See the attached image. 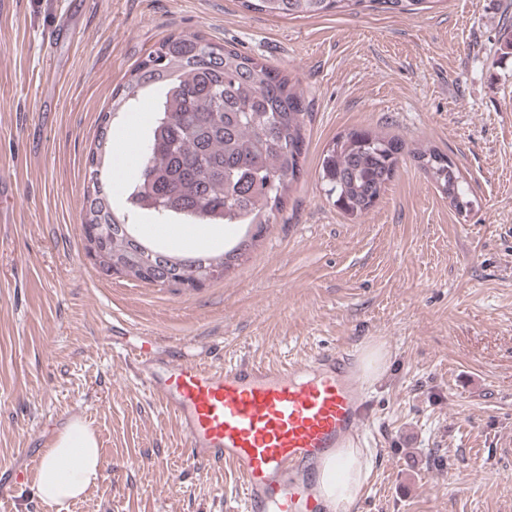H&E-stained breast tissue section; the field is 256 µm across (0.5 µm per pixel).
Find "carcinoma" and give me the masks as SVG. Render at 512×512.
Here are the masks:
<instances>
[{
    "label": "carcinoma",
    "instance_id": "cac0c4a2",
    "mask_svg": "<svg viewBox=\"0 0 512 512\" xmlns=\"http://www.w3.org/2000/svg\"><path fill=\"white\" fill-rule=\"evenodd\" d=\"M248 11L298 19L330 13H418L434 0H241ZM150 86L165 90L155 104L151 127L138 141L139 175L130 185L128 210L104 220L99 167L85 179L82 223H112L99 237V263L112 274L160 288H180L202 276V262L217 261L229 271L269 225L283 213L304 171L308 103L298 82L234 47L200 33H172L130 71L112 95L109 114L132 109ZM112 122H101L99 163L112 154ZM403 144L366 130L336 138L323 169L336 207L356 218L368 212L393 177ZM420 169L448 205L471 210L468 183L448 155L434 148L416 151ZM147 216L158 224L182 217L194 225L238 224L244 236L220 253L176 254L148 246L137 232ZM158 256L151 276L134 257Z\"/></svg>",
    "mask_w": 512,
    "mask_h": 512
}]
</instances>
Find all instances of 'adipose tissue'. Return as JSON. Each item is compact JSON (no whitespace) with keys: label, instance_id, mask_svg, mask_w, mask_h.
Here are the masks:
<instances>
[{"label":"adipose tissue","instance_id":"1","mask_svg":"<svg viewBox=\"0 0 512 512\" xmlns=\"http://www.w3.org/2000/svg\"><path fill=\"white\" fill-rule=\"evenodd\" d=\"M372 468L357 447L341 448L320 465L315 502L322 512H354ZM101 452L94 432L81 419L69 421L56 435L40 465L36 489L50 505L79 499L100 481Z\"/></svg>","mask_w":512,"mask_h":512}]
</instances>
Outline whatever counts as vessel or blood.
Listing matches in <instances>:
<instances>
[{"label": "vessel or blood", "instance_id": "1", "mask_svg": "<svg viewBox=\"0 0 512 512\" xmlns=\"http://www.w3.org/2000/svg\"><path fill=\"white\" fill-rule=\"evenodd\" d=\"M140 385L172 412L182 435V456L203 474L230 468L239 483L230 512H304L313 462L356 442L368 402L343 347L314 353L317 374L304 366L270 367L240 360L221 367L169 355L122 353ZM20 471L0 472V502L28 483Z\"/></svg>", "mask_w": 512, "mask_h": 512}]
</instances>
